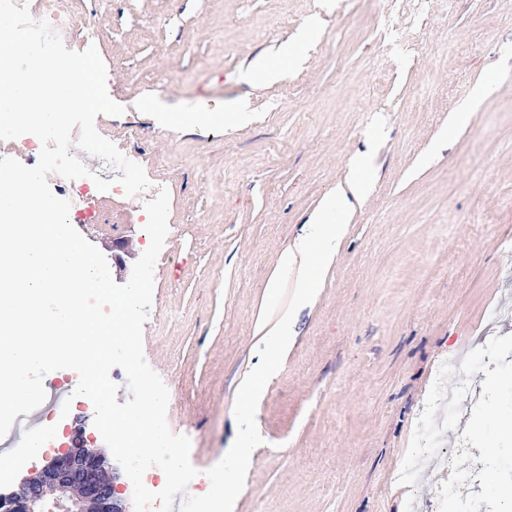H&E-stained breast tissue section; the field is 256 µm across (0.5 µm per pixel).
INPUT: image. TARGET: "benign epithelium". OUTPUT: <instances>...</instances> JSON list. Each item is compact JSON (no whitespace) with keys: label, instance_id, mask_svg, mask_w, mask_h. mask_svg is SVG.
I'll list each match as a JSON object with an SVG mask.
<instances>
[{"label":"benign epithelium","instance_id":"7a95c632","mask_svg":"<svg viewBox=\"0 0 512 512\" xmlns=\"http://www.w3.org/2000/svg\"><path fill=\"white\" fill-rule=\"evenodd\" d=\"M83 432L78 429L71 448L0 501L5 512H130L118 490V470L88 447Z\"/></svg>","mask_w":512,"mask_h":512}]
</instances>
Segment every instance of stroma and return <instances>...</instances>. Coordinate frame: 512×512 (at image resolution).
Masks as SVG:
<instances>
[{
    "label": "stroma",
    "instance_id": "stroma-1",
    "mask_svg": "<svg viewBox=\"0 0 512 512\" xmlns=\"http://www.w3.org/2000/svg\"><path fill=\"white\" fill-rule=\"evenodd\" d=\"M89 25L125 109L101 134L126 141L135 116L170 195L143 350L194 467L236 437L281 255L358 161L371 180L260 397L233 512H428L398 476L437 372L512 335V0H70L63 42ZM297 43L295 67L255 81ZM150 100L240 118L194 131ZM144 204L100 197L77 227L116 283L149 245Z\"/></svg>",
    "mask_w": 512,
    "mask_h": 512
}]
</instances>
